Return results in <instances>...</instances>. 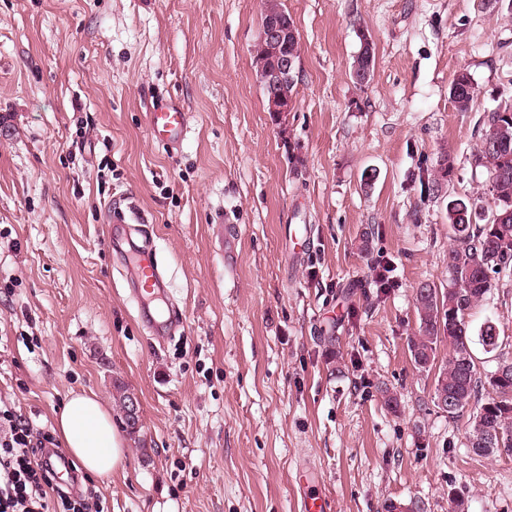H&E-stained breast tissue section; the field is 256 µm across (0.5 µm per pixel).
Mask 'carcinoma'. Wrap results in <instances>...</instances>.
Wrapping results in <instances>:
<instances>
[{"label":"carcinoma","instance_id":"obj_1","mask_svg":"<svg viewBox=\"0 0 512 512\" xmlns=\"http://www.w3.org/2000/svg\"><path fill=\"white\" fill-rule=\"evenodd\" d=\"M473 81L466 72L454 78L450 96L457 109L468 111L474 97L467 93ZM507 126L508 144L495 148L479 139L475 163L486 169L488 180L494 182L495 195L489 220L482 224L483 213L477 204L464 199L448 201V224L454 245L448 251V288L440 292L444 310L443 326L434 317L432 288L428 282L416 289L415 304L420 319L418 335L410 340L416 351L414 362L437 357L441 343H448V359L440 365V373L448 385V395L456 401V410L448 412L455 419L469 407L473 415H482L495 432L496 447L512 450V373L504 379L481 378L470 346V335L464 315L495 288L492 275L512 271V122L492 111L483 117L481 131L490 132L493 125ZM479 343L487 352L499 347L496 326L487 322L481 328ZM492 393L482 396V389Z\"/></svg>","mask_w":512,"mask_h":512}]
</instances>
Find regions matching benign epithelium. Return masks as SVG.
Segmentation results:
<instances>
[{
    "label": "benign epithelium",
    "instance_id": "7a95c632",
    "mask_svg": "<svg viewBox=\"0 0 512 512\" xmlns=\"http://www.w3.org/2000/svg\"><path fill=\"white\" fill-rule=\"evenodd\" d=\"M255 48L261 54L255 59L256 77L265 88L266 109L275 117L294 111L295 98L289 88L295 83L298 64L295 57L284 52L290 40H299L297 29L287 23L282 12H264Z\"/></svg>",
    "mask_w": 512,
    "mask_h": 512
}]
</instances>
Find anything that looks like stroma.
<instances>
[{
    "label": "stroma",
    "instance_id": "obj_1",
    "mask_svg": "<svg viewBox=\"0 0 512 512\" xmlns=\"http://www.w3.org/2000/svg\"><path fill=\"white\" fill-rule=\"evenodd\" d=\"M283 3L302 56L278 122L251 53L262 0H0V400L57 448L71 393L111 408L126 465L80 480L108 512H303L313 494L329 512H512V451L475 456L408 348L418 285H448V202L486 190L474 152L512 101V0ZM169 97L190 115L174 148L148 131ZM134 213L184 315L161 342L104 237ZM291 224L314 236L297 259ZM467 321L480 374L512 359V275ZM473 84L470 75L465 72L458 73L452 82L450 96L457 109L461 112L468 111L474 100L475 91ZM468 87L472 89V96H469L467 93Z\"/></svg>",
    "mask_w": 512,
    "mask_h": 512
}]
</instances>
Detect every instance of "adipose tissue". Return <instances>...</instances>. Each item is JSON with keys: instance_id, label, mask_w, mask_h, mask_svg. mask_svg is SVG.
<instances>
[{"instance_id": "adipose-tissue-1", "label": "adipose tissue", "mask_w": 512, "mask_h": 512, "mask_svg": "<svg viewBox=\"0 0 512 512\" xmlns=\"http://www.w3.org/2000/svg\"><path fill=\"white\" fill-rule=\"evenodd\" d=\"M56 430L88 476L109 478L122 470L126 442L112 424L110 410L92 393L71 395L55 416Z\"/></svg>"}]
</instances>
